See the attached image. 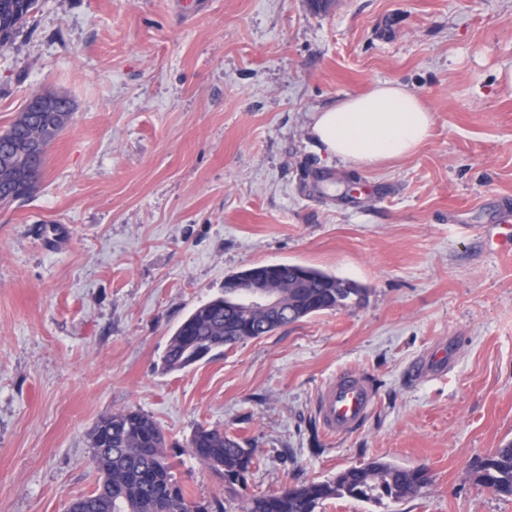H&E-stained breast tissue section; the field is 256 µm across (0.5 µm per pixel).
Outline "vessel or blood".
Masks as SVG:
<instances>
[{"instance_id":"vessel-or-blood-1","label":"vessel or blood","mask_w":512,"mask_h":512,"mask_svg":"<svg viewBox=\"0 0 512 512\" xmlns=\"http://www.w3.org/2000/svg\"><path fill=\"white\" fill-rule=\"evenodd\" d=\"M375 405L366 374L349 371L329 379L316 395V415L331 435L344 436L363 426Z\"/></svg>"}]
</instances>
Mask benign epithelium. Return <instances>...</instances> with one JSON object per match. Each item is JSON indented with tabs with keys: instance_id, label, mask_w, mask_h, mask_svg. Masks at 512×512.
<instances>
[{
	"instance_id": "7a95c632",
	"label": "benign epithelium",
	"mask_w": 512,
	"mask_h": 512,
	"mask_svg": "<svg viewBox=\"0 0 512 512\" xmlns=\"http://www.w3.org/2000/svg\"><path fill=\"white\" fill-rule=\"evenodd\" d=\"M74 110L73 101L62 94L42 92L32 97L23 108L25 112H37L35 121L39 129L32 132L20 144V148H10L0 154L8 158V154L27 160L25 166L6 164V170L15 182L23 181L29 171L34 169L46 150L48 139L54 128L65 120ZM279 267L276 264L251 265L234 276L224 280V300L232 301L244 311L246 318H258L267 313H278L284 307L282 293L277 285L276 274Z\"/></svg>"
}]
</instances>
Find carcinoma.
<instances>
[{"instance_id":"carcinoma-1","label":"carcinoma","mask_w":512,"mask_h":512,"mask_svg":"<svg viewBox=\"0 0 512 512\" xmlns=\"http://www.w3.org/2000/svg\"><path fill=\"white\" fill-rule=\"evenodd\" d=\"M37 0H0V46L10 43ZM31 115L20 112L0 142L20 139ZM37 181H21L15 196L3 192L0 205L31 196ZM306 288H284L291 321L345 307L362 293L356 284L319 269L308 268ZM218 298L194 309L171 336L162 357V370L181 371L203 356L238 343L235 314ZM95 489L76 498L82 512H316L333 498H351L378 506L417 497L428 485L421 468H406L374 458L342 470L325 481L294 485L278 493H247L246 475L258 461L251 450L219 428H199L188 452L224 481V499L192 502L178 484L166 452L165 436L149 415L130 410L100 418L91 431ZM476 485L500 497H512V442L480 459L473 471Z\"/></svg>"}]
</instances>
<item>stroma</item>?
<instances>
[{"mask_svg": "<svg viewBox=\"0 0 512 512\" xmlns=\"http://www.w3.org/2000/svg\"><path fill=\"white\" fill-rule=\"evenodd\" d=\"M512 0H38L0 47V130L45 90L75 103L38 188L0 208V512L90 492V432L138 410L193 500L223 481L188 454L219 427L253 449L252 493L373 458L427 470L399 512H512L471 466L512 441ZM407 85L434 116L410 157L327 160L312 112ZM361 298L163 372L178 325L253 264ZM375 382L364 427L328 437L318 388Z\"/></svg>", "mask_w": 512, "mask_h": 512, "instance_id": "1", "label": "stroma"}]
</instances>
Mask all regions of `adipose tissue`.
Returning <instances> with one entry per match:
<instances>
[{
  "mask_svg": "<svg viewBox=\"0 0 512 512\" xmlns=\"http://www.w3.org/2000/svg\"><path fill=\"white\" fill-rule=\"evenodd\" d=\"M432 112L405 85L384 81L313 113L318 151L362 166L413 155L431 136Z\"/></svg>",
  "mask_w": 512,
  "mask_h": 512,
  "instance_id": "1",
  "label": "adipose tissue"
}]
</instances>
